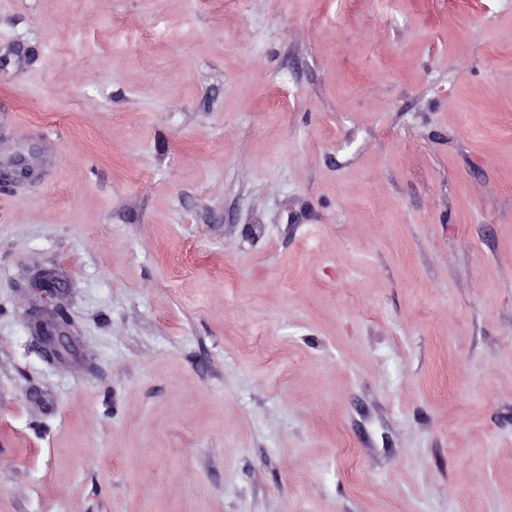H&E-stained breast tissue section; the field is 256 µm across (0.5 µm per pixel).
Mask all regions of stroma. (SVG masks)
<instances>
[{
  "label": "stroma",
  "mask_w": 512,
  "mask_h": 512,
  "mask_svg": "<svg viewBox=\"0 0 512 512\" xmlns=\"http://www.w3.org/2000/svg\"><path fill=\"white\" fill-rule=\"evenodd\" d=\"M21 159L0 512H512V0H0Z\"/></svg>",
  "instance_id": "obj_1"
}]
</instances>
